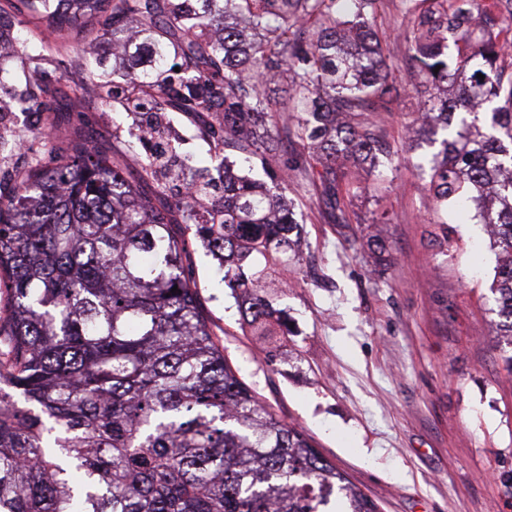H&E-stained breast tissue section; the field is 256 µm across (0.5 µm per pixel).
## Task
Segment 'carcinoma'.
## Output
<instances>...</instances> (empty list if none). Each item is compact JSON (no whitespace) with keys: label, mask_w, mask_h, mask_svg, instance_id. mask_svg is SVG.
I'll use <instances>...</instances> for the list:
<instances>
[{"label":"carcinoma","mask_w":512,"mask_h":512,"mask_svg":"<svg viewBox=\"0 0 512 512\" xmlns=\"http://www.w3.org/2000/svg\"><path fill=\"white\" fill-rule=\"evenodd\" d=\"M408 73L432 90L422 126L439 144L427 191L446 214L476 205L497 265L496 333L512 365V0H403ZM86 9L112 26V111L144 150L136 182L80 133L36 163L0 205V512H380L277 420L224 360L185 269L193 229L245 325L270 339L282 311L259 263H288L300 230L288 199L229 157L180 161L169 113L203 120L263 169L289 128L298 167L336 199L348 165L391 161L379 122L394 72L378 0H19L58 25ZM496 14L497 34L474 35ZM455 54H448V39ZM484 75L480 79L477 74ZM285 88V96L276 88ZM45 88L28 81L20 111ZM165 179L189 185L147 197ZM177 291H172V288Z\"/></svg>","instance_id":"cac0c4a2"}]
</instances>
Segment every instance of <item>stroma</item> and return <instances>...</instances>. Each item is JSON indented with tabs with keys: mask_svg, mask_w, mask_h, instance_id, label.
Listing matches in <instances>:
<instances>
[{
	"mask_svg": "<svg viewBox=\"0 0 512 512\" xmlns=\"http://www.w3.org/2000/svg\"><path fill=\"white\" fill-rule=\"evenodd\" d=\"M407 24L402 0H383L379 35L401 89L383 125L392 169L357 174L362 193L340 191L336 208L306 181L288 184L301 244L273 274L274 304L287 314V362L266 364L261 341L241 326L239 290L193 238L188 272L226 361L381 512H512V369L493 325L496 255L473 211L448 217L430 204L434 148L410 145L427 95L408 74ZM19 32L41 46L39 57L14 46ZM0 39L12 46L0 57V95L19 93L36 69L69 108L61 118L1 113L0 132L41 128L58 140L78 128L135 176L142 150L131 118L99 95L79 103L69 95L74 83L98 80V63H111V31L57 32L0 0ZM171 125L191 162L223 154L184 114L172 113ZM47 156L40 139L0 151V192Z\"/></svg>",
	"mask_w": 512,
	"mask_h": 512,
	"instance_id": "obj_1",
	"label": "stroma"
}]
</instances>
